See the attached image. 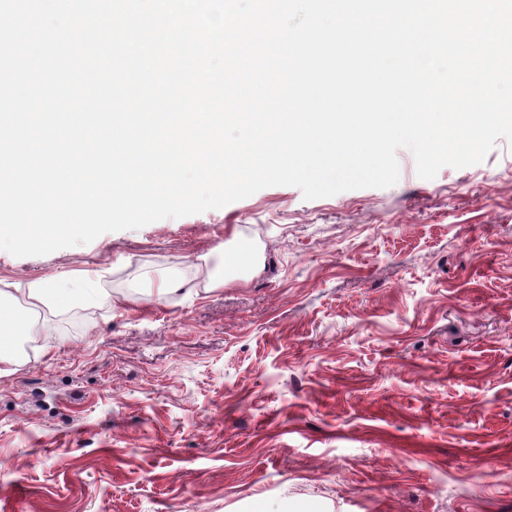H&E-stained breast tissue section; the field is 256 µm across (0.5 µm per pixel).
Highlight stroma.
<instances>
[{
    "label": "stroma",
    "instance_id": "obj_1",
    "mask_svg": "<svg viewBox=\"0 0 512 512\" xmlns=\"http://www.w3.org/2000/svg\"><path fill=\"white\" fill-rule=\"evenodd\" d=\"M397 158L389 188L0 250L16 301L87 269L110 297L39 307L0 376V512H512V144ZM243 251L206 290L198 257Z\"/></svg>",
    "mask_w": 512,
    "mask_h": 512
}]
</instances>
